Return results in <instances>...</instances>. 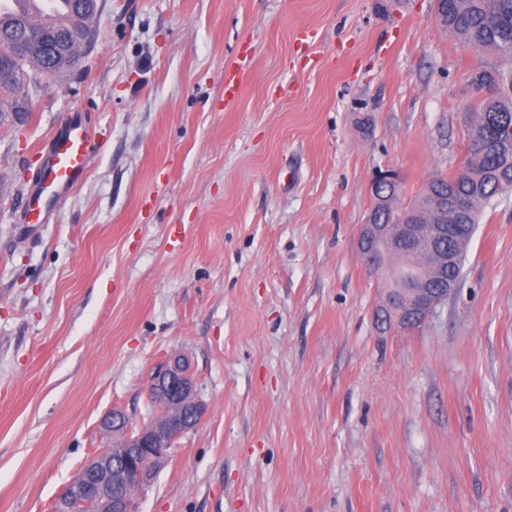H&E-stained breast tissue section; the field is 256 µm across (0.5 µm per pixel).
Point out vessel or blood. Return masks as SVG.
<instances>
[{
	"mask_svg": "<svg viewBox=\"0 0 512 512\" xmlns=\"http://www.w3.org/2000/svg\"><path fill=\"white\" fill-rule=\"evenodd\" d=\"M25 15L38 23L64 21L65 0H0V18ZM92 134L81 114L72 113L41 148L44 177L23 200L28 223H41L52 203L77 188L86 177L92 157Z\"/></svg>",
	"mask_w": 512,
	"mask_h": 512,
	"instance_id": "1",
	"label": "vessel or blood"
}]
</instances>
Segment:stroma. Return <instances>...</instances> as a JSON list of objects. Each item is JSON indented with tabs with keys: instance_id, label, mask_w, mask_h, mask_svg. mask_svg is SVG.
Instances as JSON below:
<instances>
[{
	"instance_id": "obj_1",
	"label": "stroma",
	"mask_w": 512,
	"mask_h": 512,
	"mask_svg": "<svg viewBox=\"0 0 512 512\" xmlns=\"http://www.w3.org/2000/svg\"><path fill=\"white\" fill-rule=\"evenodd\" d=\"M499 64L433 0H98L79 66L0 120V512H53L175 350L205 414L139 512H512V196L417 327L358 249L376 172L405 203L455 173ZM76 107L90 171L25 223Z\"/></svg>"
}]
</instances>
